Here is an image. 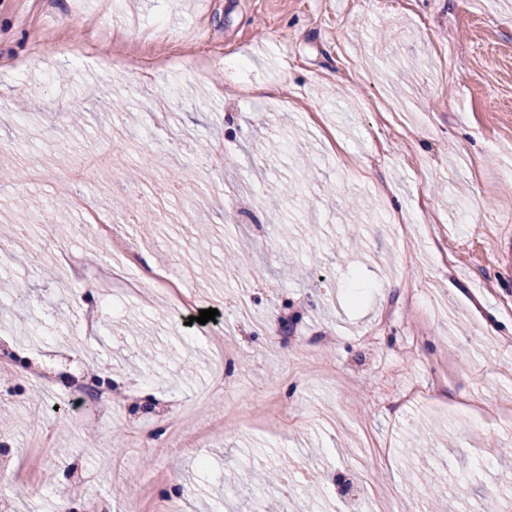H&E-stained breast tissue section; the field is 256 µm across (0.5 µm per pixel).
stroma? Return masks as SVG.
Segmentation results:
<instances>
[{
	"label": "stroma",
	"instance_id": "obj_1",
	"mask_svg": "<svg viewBox=\"0 0 512 512\" xmlns=\"http://www.w3.org/2000/svg\"><path fill=\"white\" fill-rule=\"evenodd\" d=\"M49 37L70 54L46 58ZM174 137L184 162L166 213L130 231L217 310L210 336L149 288L111 307L57 270L60 247L92 272L109 260L87 209L34 223L66 189L121 220L157 206ZM33 157L41 181H0V236L31 225L41 257L0 260L25 298L0 290V345L39 365L75 345L82 379L111 365L125 401L96 418L61 365H45V386L0 377L15 464L49 428L12 512H151L175 484L183 512H365L363 484L419 512H484L512 484V455L487 451L512 423L469 417L512 400V257L497 243L512 226V0H0V164ZM280 182L295 190L273 217L263 197ZM85 300L107 309L95 336L75 331ZM143 336L154 356L138 363ZM214 350L224 385L200 403ZM447 350L461 367L445 393L397 404ZM170 396L193 403L185 430L204 431L206 466L193 448L154 447ZM416 423L437 430L432 449L412 443ZM259 466L286 470L292 496L247 503L224 481ZM426 469L443 481L431 495L414 481Z\"/></svg>",
	"mask_w": 512,
	"mask_h": 512
}]
</instances>
